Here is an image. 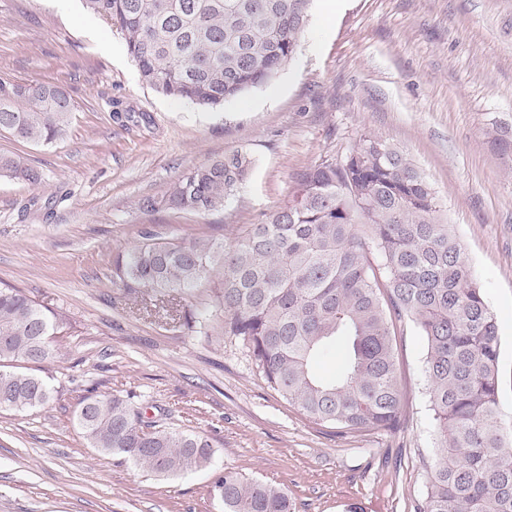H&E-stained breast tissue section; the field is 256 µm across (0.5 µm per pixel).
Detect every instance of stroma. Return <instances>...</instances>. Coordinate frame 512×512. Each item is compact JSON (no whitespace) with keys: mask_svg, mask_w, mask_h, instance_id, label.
Segmentation results:
<instances>
[{"mask_svg":"<svg viewBox=\"0 0 512 512\" xmlns=\"http://www.w3.org/2000/svg\"><path fill=\"white\" fill-rule=\"evenodd\" d=\"M315 8L294 58L273 82L208 109L144 85L116 26L80 0H0V80L63 85L69 130L49 146L0 131L43 179L0 177V287L30 292L65 318L38 374L43 407L0 411V512H222L210 486L236 470L284 488L295 512H414L438 437L426 342L402 319L395 354L401 429L337 434L281 398L213 308L207 334L173 315L206 287L138 302L112 282V257L151 229L233 238L285 205L300 172L343 156L366 134L412 159L498 317L499 404L512 423V155L492 123L512 122V0H342ZM250 153L252 169L223 210L142 213L191 168ZM129 397L145 419L206 439L214 465L180 477L143 473L88 448L76 421L87 388Z\"/></svg>","mask_w":512,"mask_h":512,"instance_id":"35a3bbf8","label":"stroma"}]
</instances>
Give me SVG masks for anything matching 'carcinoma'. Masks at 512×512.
<instances>
[{"label":"carcinoma","instance_id":"carcinoma-1","mask_svg":"<svg viewBox=\"0 0 512 512\" xmlns=\"http://www.w3.org/2000/svg\"><path fill=\"white\" fill-rule=\"evenodd\" d=\"M115 21L142 83L157 93L216 108L274 80L294 57L313 0H81ZM73 110L59 85L0 80V130L48 146ZM512 152V126L491 130ZM236 150L173 181L140 211L207 214L224 206L251 169ZM0 177L35 185L40 172L20 154L0 155ZM112 257L113 282L128 300L189 293L217 275L223 333L238 339L274 391L336 433L401 425L393 340L408 317L426 342L437 460L416 512H512V426L499 406L497 317L435 193L410 158L376 135L343 157L328 156L297 178L286 205L262 214L224 243L143 230ZM211 312L195 307L180 327L201 333ZM61 315L19 288H0V411L45 405L53 387L15 363L53 358L48 340ZM337 362L333 377L314 370ZM77 423L89 447L143 471L179 476L213 466L211 444L162 420H143L114 394L83 396ZM210 495L224 512H294L288 493L226 470Z\"/></svg>","mask_w":512,"mask_h":512}]
</instances>
